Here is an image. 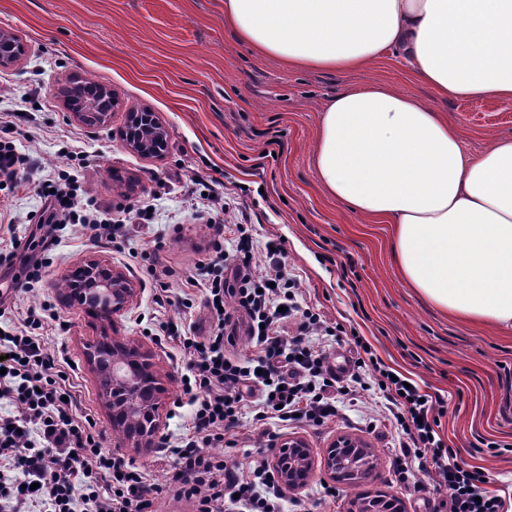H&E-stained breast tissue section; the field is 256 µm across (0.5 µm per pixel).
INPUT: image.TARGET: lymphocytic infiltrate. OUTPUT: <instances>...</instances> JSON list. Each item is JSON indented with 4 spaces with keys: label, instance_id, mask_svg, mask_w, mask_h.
<instances>
[{
    "label": "lymphocytic infiltrate",
    "instance_id": "obj_1",
    "mask_svg": "<svg viewBox=\"0 0 512 512\" xmlns=\"http://www.w3.org/2000/svg\"><path fill=\"white\" fill-rule=\"evenodd\" d=\"M194 180L207 188V204L198 216L210 240L198 266L215 314L202 339L172 321L159 326L164 336L180 342L187 357L183 394L192 408L178 442L159 440L172 460L165 485L150 483L138 467L103 452L91 418L69 412L63 373L42 342L49 310L43 304L0 327V348H7L11 359L0 373V399L17 409L0 417V512H155L164 491L191 501L196 512H282L288 488L259 453L250 454L247 463L229 465L213 454V447L240 427L247 394L259 395L255 422L275 418L287 426L318 428L336 419L339 403L353 399L357 387L378 391L391 424L401 430L394 460L401 481H412L418 489V474L432 472L449 489L448 512H506L504 498L488 488L485 473L462 468L440 436L439 419L446 413L442 396L392 380L391 370L359 336L353 339V364L336 374L319 339L338 329L297 304L299 284L286 268L282 242L254 240L245 215L224 223L219 216L227 206L223 181L200 174ZM40 196V223L79 225L90 241L117 251L123 248L124 226L153 221L141 201L112 213L99 210L69 181H44ZM228 240L235 246L230 256L224 251ZM57 245L53 234L45 233L28 254L0 251V266L19 267L26 286L34 287ZM260 255L265 258L261 264L256 261ZM227 297L251 321L254 355L224 353L237 338L234 312L219 308Z\"/></svg>",
    "mask_w": 512,
    "mask_h": 512
}]
</instances>
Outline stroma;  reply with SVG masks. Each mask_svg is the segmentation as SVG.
<instances>
[{"mask_svg": "<svg viewBox=\"0 0 512 512\" xmlns=\"http://www.w3.org/2000/svg\"><path fill=\"white\" fill-rule=\"evenodd\" d=\"M0 28L21 34L26 53L14 69L0 74V113L27 106L37 124L12 138L36 159L24 181L0 190V249L12 237L27 238L42 202L39 182L65 168L59 149L65 138L80 140L87 165L77 174L99 209L148 199L154 224L126 227L129 253L118 254L87 241L79 227L60 224V245L43 281L33 291L14 288L0 268V291L11 294L4 317L17 320L44 302L59 319L45 327L43 343L56 355L75 397L72 409L87 413L103 433V451H118L156 485H163L168 462L157 446L116 449L98 382L84 348L103 335L150 349L166 389L160 433L178 438L190 407H176L182 394L185 359L177 342L156 339L159 322L179 319L175 306L155 303L153 282L134 255L148 249L154 229L167 233L160 261L180 276L199 277L196 262L208 245V230L194 219L205 187L194 172L222 170L230 203L224 221L245 205L257 239H281L288 270L301 283L297 300L329 323L355 330L384 363L416 381L422 390L447 398L439 433L460 464L482 468L494 489L512 497V333L458 320L406 287L391 258L388 224H372L331 197L317 181L313 151L320 111L330 97L350 86L383 83L429 100L431 90L389 55L361 70L292 69L238 42L224 25V0H0ZM91 78L114 90L121 108L103 126L69 119L60 93L72 79ZM158 112L168 128L161 159L148 160L121 136L128 107ZM468 150L478 152L498 137H512V103L493 100L438 101ZM276 160L262 161L266 147ZM117 179H109L107 170ZM88 257L108 260L133 283L128 310L105 325L68 303L56 286L64 273ZM322 454L337 438L365 441L380 460L369 492L395 495L404 512H433L447 487L428 483L426 493L401 484L391 461L399 448L395 430L381 417L372 392L363 391L342 420L314 429L285 430ZM328 476L317 469L298 489L311 512H347L353 490L337 486L327 497Z\"/></svg>", "mask_w": 512, "mask_h": 512, "instance_id": "1", "label": "stroma"}]
</instances>
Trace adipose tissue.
Returning <instances> with one entry per match:
<instances>
[{
  "label": "adipose tissue",
  "mask_w": 512,
  "mask_h": 512,
  "mask_svg": "<svg viewBox=\"0 0 512 512\" xmlns=\"http://www.w3.org/2000/svg\"><path fill=\"white\" fill-rule=\"evenodd\" d=\"M224 23L291 67L342 71L394 53L436 99L512 102V0H224ZM314 170L350 211L393 225L407 287L512 331V137L469 152L433 101L364 83L324 105Z\"/></svg>",
  "instance_id": "adipose-tissue-1"
}]
</instances>
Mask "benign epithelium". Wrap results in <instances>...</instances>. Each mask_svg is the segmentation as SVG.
<instances>
[{
    "label": "benign epithelium",
    "instance_id": "7a95c632",
    "mask_svg": "<svg viewBox=\"0 0 512 512\" xmlns=\"http://www.w3.org/2000/svg\"><path fill=\"white\" fill-rule=\"evenodd\" d=\"M24 51L19 36L9 30H0V69L15 66ZM69 116L81 123L106 124L110 121V112H69ZM140 121L150 139L139 138L135 132H128V140L144 158H156L162 155L167 142V128L153 112H139ZM82 282L68 291L67 300L90 313L102 311L109 320L122 316L132 304L135 291L126 276L96 259H89L81 265ZM110 347L119 355V361L105 368L101 363L100 350ZM87 356L92 364L101 388L100 395L105 399L111 413L112 424L125 420L134 423L135 414L147 417L148 423L119 438L117 447L146 448L160 425V409L164 404L162 390L155 375V362L152 353L140 346H132L110 336L100 338L87 347ZM360 442L344 438L326 449L325 464L329 475L335 481L353 489L368 480L372 472L363 468L350 471L354 448ZM272 465L280 474L282 482L295 490L306 485L314 476L311 449L302 441L281 442L275 446L271 459ZM355 512H395L394 501L384 496L373 500V506L355 502Z\"/></svg>",
    "mask_w": 512,
    "mask_h": 512
}]
</instances>
